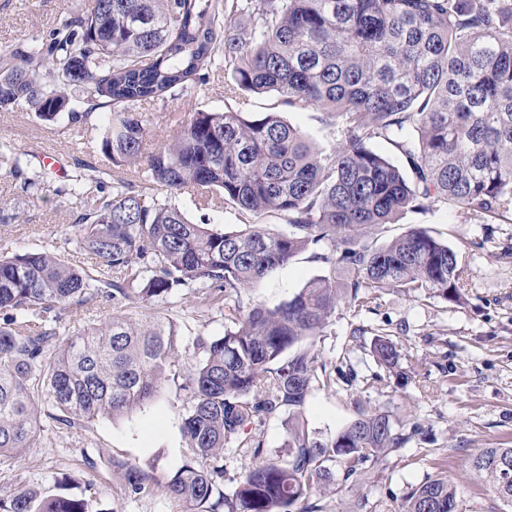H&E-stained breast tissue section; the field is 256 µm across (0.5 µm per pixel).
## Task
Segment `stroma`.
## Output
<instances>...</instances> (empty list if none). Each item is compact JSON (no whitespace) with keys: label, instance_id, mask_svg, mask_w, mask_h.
<instances>
[{"label":"stroma","instance_id":"1","mask_svg":"<svg viewBox=\"0 0 512 512\" xmlns=\"http://www.w3.org/2000/svg\"><path fill=\"white\" fill-rule=\"evenodd\" d=\"M89 0H0V49H8L34 34H48L69 10ZM223 71H215L204 95L190 92L135 105L150 130L149 148L168 143L173 117L191 109L240 112L257 118L278 113L303 129L315 145L331 149L340 131L324 125L323 113L313 107L283 104L274 92H230ZM102 118L64 128L37 120L23 108L0 112V141L18 153L36 154L51 148L67 161L82 160L108 167L101 151ZM10 157L0 158V199L11 201L18 217L0 224V252L13 254L49 250L74 262L90 264L79 245L76 215L56 183L45 184L40 199L31 200L11 171ZM158 199L175 205L193 222L210 217L215 227L242 230L262 225L287 231L286 217L244 214L232 204L210 214L197 210L187 189H156ZM422 226L448 241L462 258L465 288L460 301L425 293L386 289L370 303L341 300L335 315L315 337L311 353L327 370L342 368L336 381L315 384L303 407V418L314 437L332 441L360 410L390 413L397 428L410 432L405 447L367 462L361 475L346 476L332 465L329 484L317 486L292 507V512H398L411 491L438 474L456 486L462 512H512L469 466L470 454L481 448L512 447V219L482 218L435 205L425 212H408L397 223L376 229L371 241L383 245L408 227ZM330 266L314 251L299 254L290 264L249 293L251 301L268 307L291 298L309 280L328 274ZM206 285L182 289L165 303L104 302L97 310L67 311L68 327L97 326L121 311L141 318L161 314L179 333L178 357L161 395L132 416L113 421L58 422L57 409L39 405L36 441L15 456H0V500L21 489L64 492L89 501L93 512H185L183 502L166 484L187 460L182 435L188 393L185 389L196 360L197 336H223L230 324L224 318V295L203 303ZM389 335L400 352L398 373L380 367L370 354L377 334ZM248 437L261 449L228 445L222 458L220 488L232 494L242 477L262 458H287L288 416L255 421ZM140 466L150 476L142 493H130L113 461Z\"/></svg>","mask_w":512,"mask_h":512}]
</instances>
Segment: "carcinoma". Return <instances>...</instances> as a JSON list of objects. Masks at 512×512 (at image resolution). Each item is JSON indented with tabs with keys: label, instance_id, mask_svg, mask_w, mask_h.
<instances>
[{
	"label": "carcinoma",
	"instance_id": "obj_1",
	"mask_svg": "<svg viewBox=\"0 0 512 512\" xmlns=\"http://www.w3.org/2000/svg\"><path fill=\"white\" fill-rule=\"evenodd\" d=\"M217 68L242 91L321 109L325 125L341 128L339 143L319 150L275 113L192 109L169 144L145 151V120L129 106L199 89ZM73 87L87 96L71 99ZM17 108L68 125L110 115L102 150L114 173L106 179L77 160L57 189L78 210L81 249L94 264L47 251L0 255V455L33 444L40 400L67 418L117 420L152 402L175 362L177 334L159 314L116 313L99 327L63 330L62 311L165 300L197 282L233 298L225 305L233 328L196 340L182 427L193 458L167 484L187 512L217 491L224 447L283 411L291 456L259 463L213 507L290 512L330 478L323 462L343 464L350 477L403 447L408 435L380 410L361 413L329 443L314 441L302 408L326 367L308 346L347 296L403 288L461 298L463 269L447 242L413 226L374 247L369 230L437 203L474 216L512 212V0H90L48 35L0 51V112ZM378 140L406 167L376 152ZM7 153L22 190L38 197L47 173L36 157L0 142ZM133 166L159 187L200 189V210L212 208L215 192L243 214L287 215L290 230L195 223L136 184ZM310 248L346 282L318 276L273 308L244 302ZM370 353L390 371L399 366L390 339H376ZM501 458L512 460V448H482L471 465L512 503V470ZM112 465L132 493L145 490L140 467ZM458 508L442 475L401 512ZM0 512L91 510L83 498L21 489Z\"/></svg>",
	"mask_w": 512,
	"mask_h": 512
}]
</instances>
